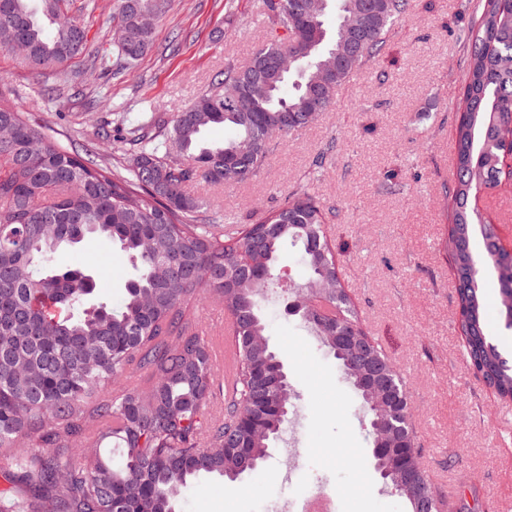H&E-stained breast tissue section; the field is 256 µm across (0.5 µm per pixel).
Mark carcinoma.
Returning <instances> with one entry per match:
<instances>
[{"label":"carcinoma","instance_id":"carcinoma-1","mask_svg":"<svg viewBox=\"0 0 512 512\" xmlns=\"http://www.w3.org/2000/svg\"><path fill=\"white\" fill-rule=\"evenodd\" d=\"M0 47L31 67L62 66L83 50L87 34L65 0H3ZM336 25L327 26L332 5ZM262 0L272 30L242 65L229 64L193 103L167 119L158 112L120 115L115 131L134 147L128 163L81 153L0 103V512H175L200 477L236 483L260 471L270 443L295 407L282 357L269 345L260 300L273 292L322 298L298 311L334 356L361 399L372 436L397 434L401 447L374 456V467L416 512L435 492L420 462L405 383L372 336L365 335L337 272L324 206L307 188L232 235L200 223L204 201L186 187L199 179L243 181L262 167L275 139L311 124L351 75L381 54L410 0ZM466 35L467 70L459 97L456 168L448 246L456 280L460 332L470 369L512 399V366L485 332L480 269L470 249L476 201L496 186L512 123V0H479ZM157 0H116L112 62L119 72L151 48ZM234 130L223 143L204 140L212 126ZM485 259L499 293L512 290V254L495 249L496 228L479 225ZM117 243L139 274L116 307L91 304L92 260L58 253L85 238ZM300 246L307 278L277 273L285 244ZM234 320L235 387L218 416L212 355L188 318L201 297ZM355 330L365 356L336 332ZM379 365L391 402L357 382L361 361ZM138 384L111 395L130 379ZM122 449L115 465L109 446Z\"/></svg>","mask_w":512,"mask_h":512}]
</instances>
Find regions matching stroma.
I'll use <instances>...</instances> for the list:
<instances>
[{"instance_id":"obj_1","label":"stroma","mask_w":512,"mask_h":512,"mask_svg":"<svg viewBox=\"0 0 512 512\" xmlns=\"http://www.w3.org/2000/svg\"><path fill=\"white\" fill-rule=\"evenodd\" d=\"M260 0H169L149 52L117 74L93 69L112 53L113 0H69L87 29L82 55L65 75L20 65L0 49V99L12 102L50 135L77 148H104L126 162L125 142L99 144L113 110L173 113L208 89L266 40ZM474 0H412L387 53L356 71L336 103L309 126L275 144L260 172L214 187L198 181L204 217L234 231L260 212L315 185L328 214L326 232L363 328L383 345L406 381L417 449L436 487L479 501L484 512H512V400L501 399L468 367L457 327V294L446 187L453 173L458 91L467 65L462 39ZM325 155L322 170L313 162ZM483 220L512 246V187L481 195ZM95 260L94 302L114 304L135 269L119 245L86 240ZM281 293L267 308L269 341L283 355L298 395L284 440L273 442L259 474L233 486L203 478L176 512H265L278 495L319 486L336 512H403L373 468L360 399L336 359L288 312Z\"/></svg>"}]
</instances>
